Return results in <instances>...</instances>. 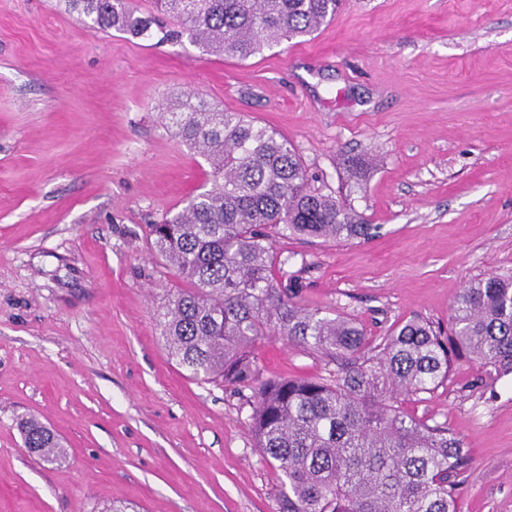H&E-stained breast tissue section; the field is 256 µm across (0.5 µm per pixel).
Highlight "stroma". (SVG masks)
<instances>
[{"label": "stroma", "mask_w": 512, "mask_h": 512, "mask_svg": "<svg viewBox=\"0 0 512 512\" xmlns=\"http://www.w3.org/2000/svg\"><path fill=\"white\" fill-rule=\"evenodd\" d=\"M199 94L288 139L365 239L277 238L299 301L374 336L447 323L477 278L512 272V0H345L305 41L247 60L90 28L58 0H0V512H277L249 390L187 378L157 315L182 287L148 226L209 164L169 103ZM262 378L324 371L271 335ZM475 363L403 410L447 423L472 467L461 512H512V375ZM58 434L43 463L17 416Z\"/></svg>", "instance_id": "35a3bbf8"}]
</instances>
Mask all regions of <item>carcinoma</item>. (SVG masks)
<instances>
[{
	"label": "carcinoma",
	"instance_id": "1",
	"mask_svg": "<svg viewBox=\"0 0 512 512\" xmlns=\"http://www.w3.org/2000/svg\"><path fill=\"white\" fill-rule=\"evenodd\" d=\"M62 2L96 29L247 60L312 35L342 0H154L176 21L172 29L129 0ZM170 120L210 165L212 187L149 225L152 250L185 282L158 326L170 359L189 377L251 390L256 447L281 473L278 512H460L472 464L463 439L398 402L434 393L456 359L499 378L512 374V275L470 282L446 330L417 318L370 337L351 316L305 309L274 238L352 240L373 225L312 187L300 154L276 132L190 97ZM276 334L334 368L261 379L254 349ZM17 426L29 452L58 460L61 444L49 428L34 417Z\"/></svg>",
	"mask_w": 512,
	"mask_h": 512
}]
</instances>
